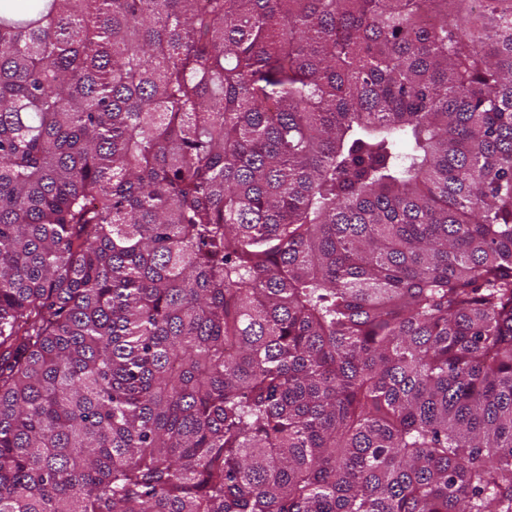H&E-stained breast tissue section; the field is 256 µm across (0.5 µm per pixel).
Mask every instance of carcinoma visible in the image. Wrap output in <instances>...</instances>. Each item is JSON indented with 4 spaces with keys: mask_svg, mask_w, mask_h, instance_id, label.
Returning <instances> with one entry per match:
<instances>
[{
    "mask_svg": "<svg viewBox=\"0 0 512 512\" xmlns=\"http://www.w3.org/2000/svg\"><path fill=\"white\" fill-rule=\"evenodd\" d=\"M0 0V512H512V0Z\"/></svg>",
    "mask_w": 512,
    "mask_h": 512,
    "instance_id": "1",
    "label": "carcinoma"
}]
</instances>
